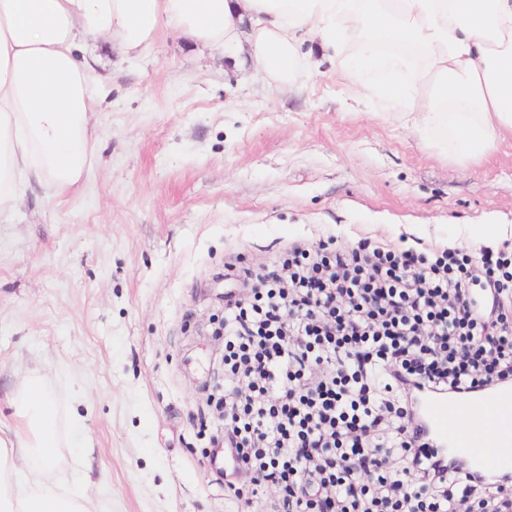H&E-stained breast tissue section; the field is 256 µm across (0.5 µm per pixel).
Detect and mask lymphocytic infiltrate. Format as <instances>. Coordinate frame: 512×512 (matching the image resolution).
Here are the masks:
<instances>
[{
	"label": "lymphocytic infiltrate",
	"instance_id": "obj_1",
	"mask_svg": "<svg viewBox=\"0 0 512 512\" xmlns=\"http://www.w3.org/2000/svg\"><path fill=\"white\" fill-rule=\"evenodd\" d=\"M465 249L294 247L224 305L216 406L251 512H512V493L426 462L411 386L512 382V260Z\"/></svg>",
	"mask_w": 512,
	"mask_h": 512
}]
</instances>
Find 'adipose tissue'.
<instances>
[{
  "label": "adipose tissue",
  "mask_w": 512,
  "mask_h": 512,
  "mask_svg": "<svg viewBox=\"0 0 512 512\" xmlns=\"http://www.w3.org/2000/svg\"><path fill=\"white\" fill-rule=\"evenodd\" d=\"M165 27L232 61L248 55L283 88L308 60L301 33L332 57L368 29L366 65L387 37L421 55L388 61L406 76L398 103L416 129L447 131L466 156L512 135V0H0V211L31 184L60 193L83 178L95 90L80 42L99 37L137 57ZM9 403L18 423L0 428V512H89L69 483L47 380L27 379Z\"/></svg>",
  "instance_id": "1"
}]
</instances>
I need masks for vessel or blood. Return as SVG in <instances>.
Segmentation results:
<instances>
[{
	"mask_svg": "<svg viewBox=\"0 0 512 512\" xmlns=\"http://www.w3.org/2000/svg\"><path fill=\"white\" fill-rule=\"evenodd\" d=\"M512 409V387L475 389L460 395L431 390L413 394L409 431L429 458L450 466L464 461L470 473L500 481L512 479V434L487 443L464 426V419L479 421L494 409Z\"/></svg>",
	"mask_w": 512,
	"mask_h": 512,
	"instance_id": "1",
	"label": "vessel or blood"
}]
</instances>
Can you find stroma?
<instances>
[{
    "mask_svg": "<svg viewBox=\"0 0 512 512\" xmlns=\"http://www.w3.org/2000/svg\"><path fill=\"white\" fill-rule=\"evenodd\" d=\"M314 45L281 90L168 30L135 59L86 38L91 164L0 213V421L4 392L46 378L94 512H242L209 457L228 277L330 236L512 248V138L459 156L401 119L379 72L352 80Z\"/></svg>",
    "mask_w": 512,
    "mask_h": 512,
    "instance_id": "stroma-1",
    "label": "stroma"
}]
</instances>
